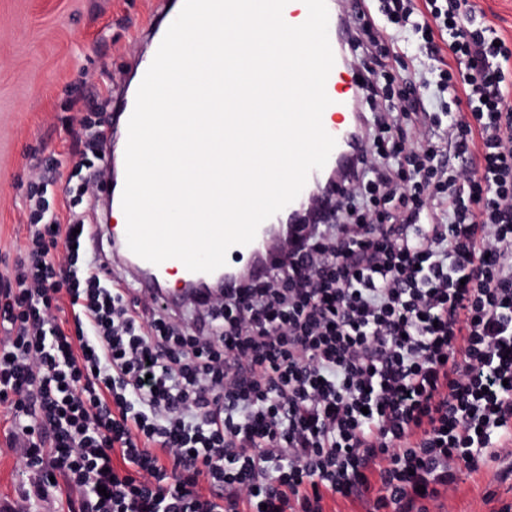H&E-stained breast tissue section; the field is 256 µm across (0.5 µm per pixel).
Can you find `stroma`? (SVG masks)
<instances>
[{"mask_svg":"<svg viewBox=\"0 0 512 512\" xmlns=\"http://www.w3.org/2000/svg\"><path fill=\"white\" fill-rule=\"evenodd\" d=\"M157 8L158 0H0V278L24 251L32 194L45 191L62 211L84 119L111 130L103 102L118 100L135 76L148 50L140 33ZM13 430L0 405V512H63L65 489L18 467L24 450ZM504 502L512 503V459L461 472L450 504L451 512H493Z\"/></svg>","mask_w":512,"mask_h":512,"instance_id":"obj_1","label":"stroma"}]
</instances>
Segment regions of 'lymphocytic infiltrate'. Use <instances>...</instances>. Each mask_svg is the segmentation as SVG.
Segmentation results:
<instances>
[{"label":"lymphocytic infiltrate","mask_w":512,"mask_h":512,"mask_svg":"<svg viewBox=\"0 0 512 512\" xmlns=\"http://www.w3.org/2000/svg\"><path fill=\"white\" fill-rule=\"evenodd\" d=\"M414 70H370L378 109L333 208L246 288L185 309L81 265L45 210L0 286V401L25 467L71 512H446L457 474L512 456V48L471 0H357Z\"/></svg>","instance_id":"1"}]
</instances>
